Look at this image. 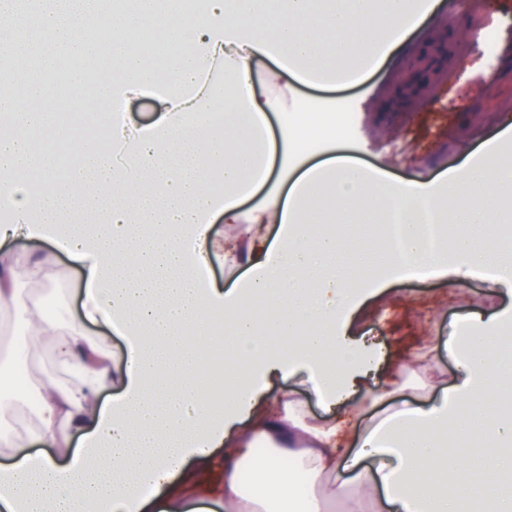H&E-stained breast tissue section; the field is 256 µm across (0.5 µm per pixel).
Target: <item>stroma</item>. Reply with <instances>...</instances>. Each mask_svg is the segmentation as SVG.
Here are the masks:
<instances>
[{
    "label": "stroma",
    "instance_id": "obj_1",
    "mask_svg": "<svg viewBox=\"0 0 512 512\" xmlns=\"http://www.w3.org/2000/svg\"><path fill=\"white\" fill-rule=\"evenodd\" d=\"M498 35L494 55L477 36L481 26ZM271 63L258 60L256 89L275 97L280 112L272 125H280L289 112L309 107L331 108L350 115L340 145L353 161L380 169L388 180L427 181L462 163L482 157L512 119V0H473L461 8L457 0L444 8L429 26L414 32L408 52L369 72L353 85H284L266 74ZM18 270L44 263L46 275L21 278L19 302L31 315L52 305L60 318L59 331L83 312L85 296L81 272L69 256L55 246H33L24 240L0 244ZM377 312L361 321L353 335L375 341L381 358L371 373L369 387L380 390L398 384L403 399L423 402L438 396L456 375L448 353L449 325L465 327L475 319L496 320L512 312V286L497 293L457 260H449L447 277L386 280ZM430 347L435 362L428 371L411 364L412 354ZM28 382L50 377L74 382L72 368L60 365L54 338H34L25 357ZM30 395L17 396L6 417L17 446H0V463L19 452H32L29 439L38 428L30 412Z\"/></svg>",
    "mask_w": 512,
    "mask_h": 512
}]
</instances>
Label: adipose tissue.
<instances>
[{"label":"adipose tissue","mask_w":512,"mask_h":512,"mask_svg":"<svg viewBox=\"0 0 512 512\" xmlns=\"http://www.w3.org/2000/svg\"><path fill=\"white\" fill-rule=\"evenodd\" d=\"M201 0L184 28L165 0H139L115 9L110 0H0V47L22 50L31 68L53 53L98 51L94 31L121 41L131 29L167 40L172 65L155 72L137 47L121 52L101 85L112 148L102 152L44 124L45 97L37 82L0 95V240L51 242L79 264L91 308L87 319L124 337L126 358L113 367L104 341L72 321L55 340V354L84 380L72 388L42 383L36 440L56 448L71 429L83 444L66 461L24 455L0 465V512H193L189 499L205 492L224 500V512H327V498L346 512H512V416L492 414L512 381L483 353L502 322H472L475 334L448 333L458 379L440 398L412 407L368 431L347 448L349 421L320 425L300 403L263 395L276 381L302 375L326 404L350 392L375 358L373 346L351 341L346 325L362 299L372 268L351 269L346 246L315 224L319 210L336 222L359 223L401 206L407 230L408 273H444L445 257L428 254L419 234L423 212L471 225L453 250L467 266L512 259V249L483 242L486 224L512 217V144L500 139L491 162L466 158L437 178L390 181L335 155L309 164L303 130L272 128L279 108L253 90L254 59L272 60L276 80L349 84L403 54L411 35L430 24L443 0ZM378 19L377 32L366 23ZM148 93L159 110L151 125L133 124L128 102ZM232 105L222 127L195 128L198 113L218 101ZM33 137L15 134V126ZM68 143L64 176L42 184L33 174L51 151L35 138ZM279 163L294 180L285 202L246 212L245 196L267 184ZM249 221L248 243L215 242L217 220ZM278 224L268 238L263 226ZM230 267L246 266L225 289L206 272L213 248ZM269 300L268 332L288 337L282 351L256 335L243 306L247 294ZM237 339L224 363V400L204 387L208 353L222 327ZM121 391L98 404L101 388ZM487 422L486 441L448 450L453 410ZM351 457L353 475L329 497L311 493L320 476L336 474ZM223 464L224 479L206 477Z\"/></svg>","instance_id":"obj_1"}]
</instances>
